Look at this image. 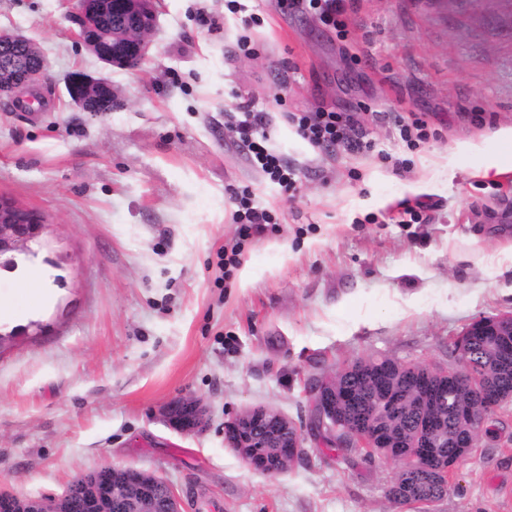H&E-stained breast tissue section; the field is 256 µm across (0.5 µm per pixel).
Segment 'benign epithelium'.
<instances>
[{"label":"benign epithelium","mask_w":512,"mask_h":512,"mask_svg":"<svg viewBox=\"0 0 512 512\" xmlns=\"http://www.w3.org/2000/svg\"><path fill=\"white\" fill-rule=\"evenodd\" d=\"M102 7L89 4L88 0H77L75 17L77 40L107 66L136 68L147 55L149 45L146 40L126 38L119 42H108L101 23ZM112 16L115 24L112 30H122L126 34L133 31H150L155 27L156 12L154 0H112ZM26 48L40 54L37 42L25 35L0 29V54L7 55L16 48ZM46 80V62L20 68H6L0 75V97H14L24 106L25 95L42 85ZM111 84L103 78H93L84 73H74L67 83V91L72 102L84 112H100L109 105L108 91ZM50 224L46 218L27 209L10 198L0 195V268L15 261L18 255L28 253L32 245L38 243L47 233ZM508 336L512 334V314L496 317H479L471 322L458 336L455 350L459 368L446 371L448 382H462L480 393L486 401L487 413L480 416L467 412L465 404L459 405L460 424L475 431H482L487 415L497 411L512 398L502 393L486 392L482 381L472 373L467 364L466 351L470 337L477 334ZM308 396L313 415L311 429L325 434L328 442L337 448H372L374 439L361 428L351 429L342 424L337 414V391L335 378L313 380L308 385ZM164 422L184 434H199L206 427V408L193 398H180L168 403L161 411ZM424 432L434 436V440L423 441L425 448L401 459L406 468H420L429 458L427 449H436L445 439L439 430L438 421L429 415L423 422ZM226 443L235 450L251 468L265 471L266 458L257 452L267 447L266 437L278 436L277 457L296 460L301 455L302 433L297 425L277 410L265 406L248 407L241 410L224 424ZM128 477L136 484L148 487L142 497L141 510L156 512V504L151 488L161 483L162 477L153 476L145 481L138 470L126 469ZM112 498V484L108 476L100 477L91 488L79 485L69 487L61 497L65 512H99L102 501ZM21 508L18 496L0 485V512H16Z\"/></svg>","instance_id":"benign-epithelium-1"}]
</instances>
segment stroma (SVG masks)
<instances>
[{
    "label": "stroma",
    "instance_id": "35a3bbf8",
    "mask_svg": "<svg viewBox=\"0 0 512 512\" xmlns=\"http://www.w3.org/2000/svg\"><path fill=\"white\" fill-rule=\"evenodd\" d=\"M342 5L343 39L279 0H157L148 56L126 69L74 40L75 0H0V29L48 64L37 105L0 100V194L51 226L0 274V485L57 497L109 462L165 478L182 512H512V404L427 505L394 506L397 463L332 457L309 427L311 379L377 358L453 370L467 325L512 314V270H487L512 251V143L492 137L512 127V0ZM76 72L108 78L111 111L71 103ZM246 104L297 172L293 199L240 146ZM319 109L348 115L368 149L297 136L287 113ZM417 119L412 145L400 129ZM244 187L278 222L226 280ZM35 266L46 298L16 304ZM187 397L207 409L202 434L160 418ZM254 406L304 437L274 478L224 441ZM26 48L39 58L40 50L37 42L25 35L0 29V54L8 55L16 48Z\"/></svg>",
    "mask_w": 512,
    "mask_h": 512
}]
</instances>
